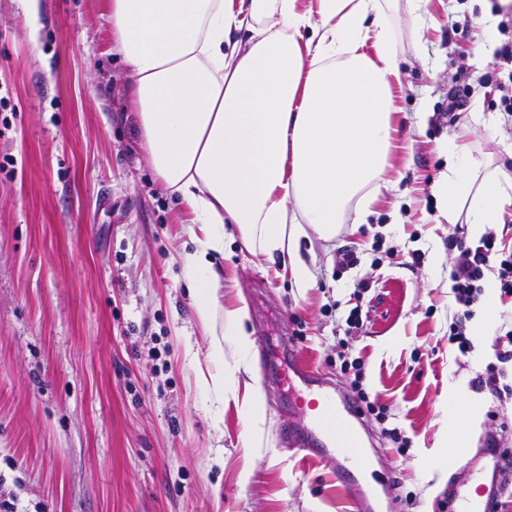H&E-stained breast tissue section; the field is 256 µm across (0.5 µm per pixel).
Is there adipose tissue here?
Listing matches in <instances>:
<instances>
[{
    "mask_svg": "<svg viewBox=\"0 0 512 512\" xmlns=\"http://www.w3.org/2000/svg\"><path fill=\"white\" fill-rule=\"evenodd\" d=\"M112 40L131 68L140 145L166 189L191 216L194 251L182 263L197 317L214 337L220 276L211 256L237 230L254 251L288 264L313 229L330 241L347 210L363 222L392 168L399 60L379 0H106ZM247 31L246 42L231 41ZM448 215L469 204L473 232L512 206V173H483L469 142L448 141V173L436 187ZM245 308L224 314L234 369L206 378L221 394L250 369Z\"/></svg>",
    "mask_w": 512,
    "mask_h": 512,
    "instance_id": "adipose-tissue-1",
    "label": "adipose tissue"
}]
</instances>
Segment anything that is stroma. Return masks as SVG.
Instances as JSON below:
<instances>
[{"label": "stroma", "instance_id": "35a3bbf8", "mask_svg": "<svg viewBox=\"0 0 512 512\" xmlns=\"http://www.w3.org/2000/svg\"><path fill=\"white\" fill-rule=\"evenodd\" d=\"M25 8L0 0V158L15 161L0 172V501L13 512H355L331 468L290 451L282 433L309 420L295 365L352 397L344 355L363 362L371 401L409 440L400 448L375 420L353 422L374 512H439L449 494L469 497L471 470L493 471L485 448L512 453V400L474 385L512 330V297H483L472 353L449 346L448 238L466 214L448 221L434 186L453 135L512 171L498 89L512 65L476 55L479 22L499 0H385L401 69L390 182L365 223L349 212L331 241L300 238L309 287L241 238L215 255L219 308L246 307L245 331L264 339L251 351L265 396L256 448L239 404L198 381L236 354L227 339L223 361L209 356L179 259L193 247L190 216L139 148L105 0H39L35 34ZM464 86L467 105L452 115L448 94ZM341 247L356 266L336 270ZM357 290L368 316L348 336ZM459 386L481 404L473 450L436 479Z\"/></svg>", "mask_w": 512, "mask_h": 512}]
</instances>
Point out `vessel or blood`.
<instances>
[{"instance_id": "vessel-or-blood-1", "label": "vessel or blood", "mask_w": 512, "mask_h": 512, "mask_svg": "<svg viewBox=\"0 0 512 512\" xmlns=\"http://www.w3.org/2000/svg\"><path fill=\"white\" fill-rule=\"evenodd\" d=\"M309 405L313 411L311 429L293 434L296 449L306 456L319 459L336 472V480L343 488L355 484L357 476L370 468L367 453L360 448L355 430L344 423L338 412L337 397L334 393L322 390ZM320 430L329 437L333 445L329 448L316 447L313 430ZM503 491L499 480L488 484H478L473 495L463 501H449L448 512H490L492 501Z\"/></svg>"}]
</instances>
